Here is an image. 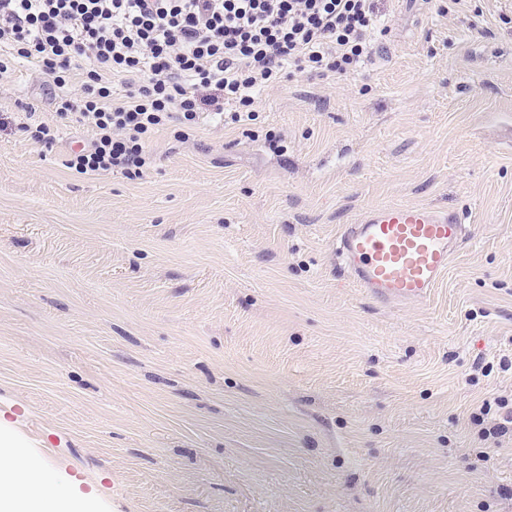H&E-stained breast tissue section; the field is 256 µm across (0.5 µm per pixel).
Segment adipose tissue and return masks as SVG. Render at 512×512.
Masks as SVG:
<instances>
[{
	"mask_svg": "<svg viewBox=\"0 0 512 512\" xmlns=\"http://www.w3.org/2000/svg\"><path fill=\"white\" fill-rule=\"evenodd\" d=\"M25 455L23 442L0 426V512H95V503L51 477H41L36 493L16 492L15 463Z\"/></svg>",
	"mask_w": 512,
	"mask_h": 512,
	"instance_id": "ef3b65f1",
	"label": "adipose tissue"
}]
</instances>
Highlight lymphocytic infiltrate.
I'll use <instances>...</instances> for the list:
<instances>
[{"label": "lymphocytic infiltrate", "instance_id": "f902f5d3", "mask_svg": "<svg viewBox=\"0 0 512 512\" xmlns=\"http://www.w3.org/2000/svg\"><path fill=\"white\" fill-rule=\"evenodd\" d=\"M380 27L376 0H0V77L36 60L57 115L93 132L67 167L137 175L160 128L256 120L288 69L347 73Z\"/></svg>", "mask_w": 512, "mask_h": 512}]
</instances>
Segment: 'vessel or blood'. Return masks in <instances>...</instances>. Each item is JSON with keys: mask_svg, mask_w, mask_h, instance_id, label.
<instances>
[{"mask_svg": "<svg viewBox=\"0 0 512 512\" xmlns=\"http://www.w3.org/2000/svg\"><path fill=\"white\" fill-rule=\"evenodd\" d=\"M465 238L456 214L389 204L371 207L345 226L336 252L352 284L381 303L401 305L430 298Z\"/></svg>", "mask_w": 512, "mask_h": 512, "instance_id": "obj_1", "label": "vessel or blood"}]
</instances>
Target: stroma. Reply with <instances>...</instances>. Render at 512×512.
<instances>
[{
  "instance_id": "1",
  "label": "stroma",
  "mask_w": 512,
  "mask_h": 512,
  "mask_svg": "<svg viewBox=\"0 0 512 512\" xmlns=\"http://www.w3.org/2000/svg\"><path fill=\"white\" fill-rule=\"evenodd\" d=\"M378 6L368 61L136 178L66 167L92 131L33 63L0 80V418L100 512H512V0ZM391 203L467 227L427 301L336 261Z\"/></svg>"
}]
</instances>
